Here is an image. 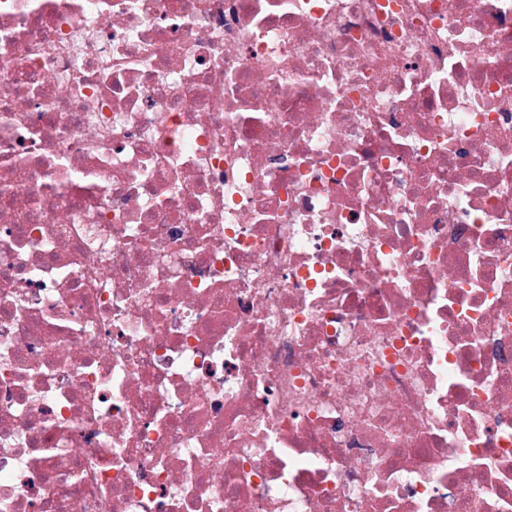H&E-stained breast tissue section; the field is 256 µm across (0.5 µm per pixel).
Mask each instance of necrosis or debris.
<instances>
[{"mask_svg": "<svg viewBox=\"0 0 512 512\" xmlns=\"http://www.w3.org/2000/svg\"><path fill=\"white\" fill-rule=\"evenodd\" d=\"M0 512H512V0H0Z\"/></svg>", "mask_w": 512, "mask_h": 512, "instance_id": "1", "label": "necrosis or debris"}]
</instances>
